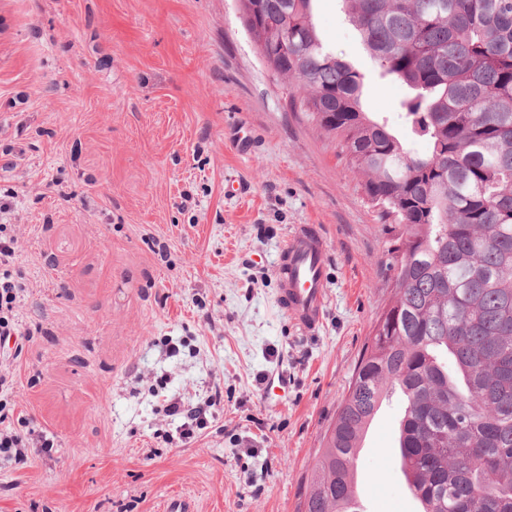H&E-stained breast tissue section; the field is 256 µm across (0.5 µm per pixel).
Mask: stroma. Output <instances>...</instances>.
Listing matches in <instances>:
<instances>
[{"instance_id": "stroma-1", "label": "stroma", "mask_w": 512, "mask_h": 512, "mask_svg": "<svg viewBox=\"0 0 512 512\" xmlns=\"http://www.w3.org/2000/svg\"><path fill=\"white\" fill-rule=\"evenodd\" d=\"M324 44L366 110L425 152L338 0ZM235 0H0V224L29 285L7 360L10 421L50 448L0 461V512H298L324 433L390 299L363 176L287 109ZM240 192H228L230 182ZM328 244V304L302 334L277 305L295 225ZM224 401L187 448L185 407ZM406 400L356 461L365 512H418L398 458Z\"/></svg>"}]
</instances>
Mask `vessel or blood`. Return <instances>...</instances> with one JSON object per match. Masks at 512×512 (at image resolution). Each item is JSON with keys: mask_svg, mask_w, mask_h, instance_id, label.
<instances>
[{"mask_svg": "<svg viewBox=\"0 0 512 512\" xmlns=\"http://www.w3.org/2000/svg\"><path fill=\"white\" fill-rule=\"evenodd\" d=\"M328 247L313 224L295 226L277 259V304L304 334L318 331L327 305Z\"/></svg>", "mask_w": 512, "mask_h": 512, "instance_id": "vessel-or-blood-1", "label": "vessel or blood"}]
</instances>
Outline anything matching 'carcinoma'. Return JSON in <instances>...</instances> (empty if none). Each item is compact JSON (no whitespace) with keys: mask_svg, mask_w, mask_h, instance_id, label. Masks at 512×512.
Wrapping results in <instances>:
<instances>
[{"mask_svg":"<svg viewBox=\"0 0 512 512\" xmlns=\"http://www.w3.org/2000/svg\"><path fill=\"white\" fill-rule=\"evenodd\" d=\"M287 92L364 175L391 225L392 300L324 435L302 512H361L354 462L378 403L406 397L399 463L422 512H512V0H341L407 88L417 154L363 111L364 75L322 42L313 0H238Z\"/></svg>","mask_w":512,"mask_h":512,"instance_id":"1","label":"carcinoma"}]
</instances>
